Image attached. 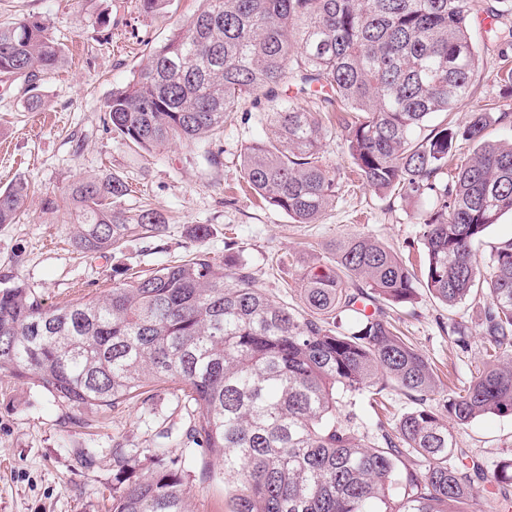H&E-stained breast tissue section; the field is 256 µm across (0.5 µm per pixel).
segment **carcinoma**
I'll use <instances>...</instances> for the list:
<instances>
[{
	"instance_id": "1",
	"label": "carcinoma",
	"mask_w": 512,
	"mask_h": 512,
	"mask_svg": "<svg viewBox=\"0 0 512 512\" xmlns=\"http://www.w3.org/2000/svg\"><path fill=\"white\" fill-rule=\"evenodd\" d=\"M150 63L105 103V121L129 147L156 153L224 134V114L266 101L272 135L240 154L243 179L298 224H315L338 180L321 151L324 115L347 145L360 179L381 194L431 196L417 214L422 276L369 237L336 243L333 263L302 275L306 310L278 303L246 270L240 252L217 262L197 250L100 296L47 305L24 284L0 286V373L28 381L72 407L112 409L146 382L177 385L197 412L187 436L233 487L232 512H474L483 465L457 448L455 431L487 414L512 415V239L483 268L475 246L512 214V119L473 112L463 124L439 113L470 97L481 55L469 0H201ZM492 21L512 0H489ZM64 61L48 25L29 17L0 26V76L20 79L39 110L40 81ZM328 88L324 109L281 98L290 86ZM492 124L510 131L486 139ZM473 152L448 174L459 142ZM116 175L79 180L46 209H63L85 253L160 237L167 218L122 208ZM28 197L17 181L0 190V224ZM447 307L473 294L480 305L481 363L450 391L444 412L429 404L438 375L387 312L413 304L418 286ZM462 350L468 328L448 325ZM413 407L374 433L356 429L357 400L386 409L385 391ZM150 473L113 489L111 512H187L185 463L164 448ZM512 487V454L493 471Z\"/></svg>"
}]
</instances>
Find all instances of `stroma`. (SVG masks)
Returning a JSON list of instances; mask_svg holds the SVG:
<instances>
[{
	"label": "stroma",
	"mask_w": 512,
	"mask_h": 512,
	"mask_svg": "<svg viewBox=\"0 0 512 512\" xmlns=\"http://www.w3.org/2000/svg\"><path fill=\"white\" fill-rule=\"evenodd\" d=\"M200 6L201 0H169L147 13L139 0H0V23L42 19L65 52L62 67L40 83L42 110L27 108L20 82L0 77V188L19 178L35 187L20 220L0 224V283L23 282L51 305L100 294L198 249L220 262L231 246L273 300L295 308L304 271L329 263L340 238L368 235L419 262L414 214L430 209L432 198L380 195L355 180L340 132L328 136L322 153L341 174L336 200L318 223L298 224L240 187V154L265 131L262 106L248 101L226 114L223 137L208 148L219 154L217 166L193 146L135 152L106 128L104 104L113 90L137 75ZM470 25L481 64L471 97L452 115L459 123L480 109L512 113V93L499 82L502 47L488 32L480 0L472 2ZM107 173L129 184L126 207L155 209L168 226L163 236L134 237L122 251L95 258L76 247L73 225L43 212L42 203L82 176ZM197 224L211 228L205 242L192 237ZM395 315L410 342L436 365L439 394L468 385L482 346L478 305L450 309L422 287L413 305ZM455 320L469 330L468 352L443 329ZM188 424L172 383H149L144 395L112 410L72 409L0 374V512H108L113 488L148 475L146 458L159 446V432H182ZM455 435L459 448L493 471L512 453V415H485ZM187 480L188 512H230L220 466L189 463Z\"/></svg>",
	"instance_id": "obj_1"
}]
</instances>
